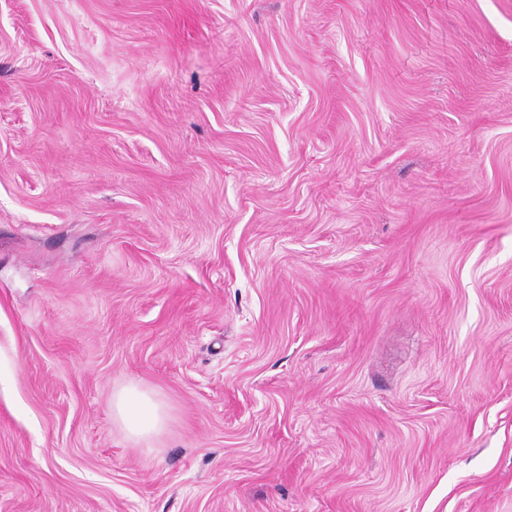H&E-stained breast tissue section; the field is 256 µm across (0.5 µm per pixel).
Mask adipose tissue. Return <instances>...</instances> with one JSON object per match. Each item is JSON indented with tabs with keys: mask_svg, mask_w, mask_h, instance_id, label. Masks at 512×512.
<instances>
[{
	"mask_svg": "<svg viewBox=\"0 0 512 512\" xmlns=\"http://www.w3.org/2000/svg\"><path fill=\"white\" fill-rule=\"evenodd\" d=\"M112 414L138 440L150 438L165 426V415L160 403L133 386L113 394Z\"/></svg>",
	"mask_w": 512,
	"mask_h": 512,
	"instance_id": "ef3b65f1",
	"label": "adipose tissue"
}]
</instances>
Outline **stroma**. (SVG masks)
<instances>
[{"mask_svg":"<svg viewBox=\"0 0 512 512\" xmlns=\"http://www.w3.org/2000/svg\"><path fill=\"white\" fill-rule=\"evenodd\" d=\"M0 350V512H512V0H0ZM112 414L136 440H147L165 427L160 403L134 386L113 394Z\"/></svg>","mask_w":512,"mask_h":512,"instance_id":"obj_1","label":"stroma"}]
</instances>
